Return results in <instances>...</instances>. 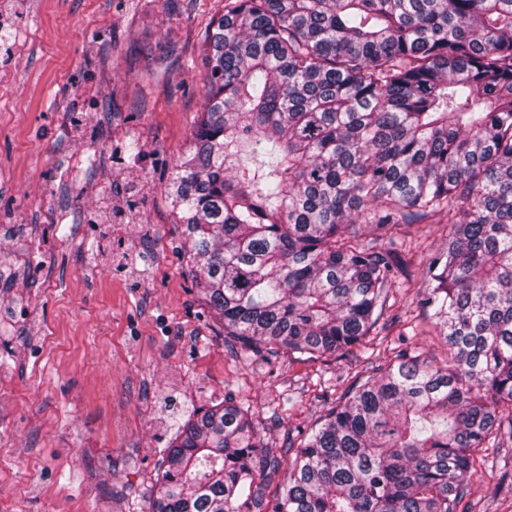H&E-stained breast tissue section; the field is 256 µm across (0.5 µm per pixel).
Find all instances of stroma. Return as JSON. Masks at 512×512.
Segmentation results:
<instances>
[{"label": "stroma", "mask_w": 512, "mask_h": 512, "mask_svg": "<svg viewBox=\"0 0 512 512\" xmlns=\"http://www.w3.org/2000/svg\"><path fill=\"white\" fill-rule=\"evenodd\" d=\"M224 0H18L0 103V512H150L162 450L234 395L281 451L367 362L231 351L169 196ZM138 142L139 154L127 146Z\"/></svg>", "instance_id": "35a3bbf8"}]
</instances>
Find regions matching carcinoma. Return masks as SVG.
Instances as JSON below:
<instances>
[{
	"label": "carcinoma",
	"instance_id": "obj_1",
	"mask_svg": "<svg viewBox=\"0 0 512 512\" xmlns=\"http://www.w3.org/2000/svg\"><path fill=\"white\" fill-rule=\"evenodd\" d=\"M207 43L172 204L224 340L365 348L419 262L447 352L393 348L279 456L193 410L151 512H457L512 445V0H226Z\"/></svg>",
	"mask_w": 512,
	"mask_h": 512
}]
</instances>
